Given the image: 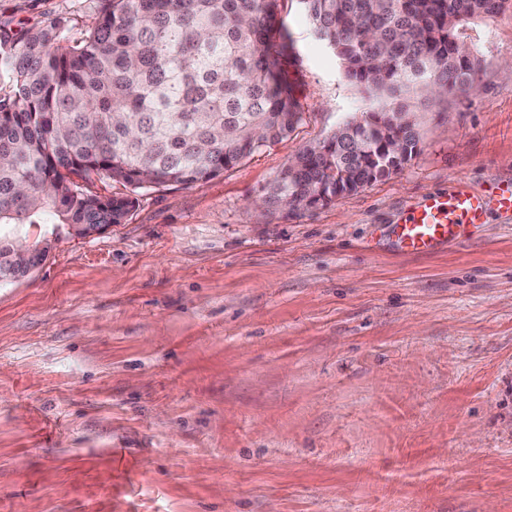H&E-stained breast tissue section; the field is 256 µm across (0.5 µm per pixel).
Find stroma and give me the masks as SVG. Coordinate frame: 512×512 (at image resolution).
Masks as SVG:
<instances>
[{
  "mask_svg": "<svg viewBox=\"0 0 512 512\" xmlns=\"http://www.w3.org/2000/svg\"><path fill=\"white\" fill-rule=\"evenodd\" d=\"M82 31L92 0H0ZM287 139L0 282V512H512V214L391 242L424 197L512 180V12L465 28L477 89L416 103L418 153L323 208L257 216L300 150L377 101L283 0Z\"/></svg>",
  "mask_w": 512,
  "mask_h": 512,
  "instance_id": "stroma-1",
  "label": "stroma"
}]
</instances>
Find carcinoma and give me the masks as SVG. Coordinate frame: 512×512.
Here are the masks:
<instances>
[{
  "label": "carcinoma",
  "instance_id": "cac0c4a2",
  "mask_svg": "<svg viewBox=\"0 0 512 512\" xmlns=\"http://www.w3.org/2000/svg\"><path fill=\"white\" fill-rule=\"evenodd\" d=\"M79 36L51 17L0 19V281L31 224H123L146 189L190 186L282 141L304 107L286 75L279 0H95ZM344 77L380 100L304 147L265 188L292 214L354 194L417 153L399 92L477 87L483 59L464 24L512 0H299ZM109 178L125 191L91 189Z\"/></svg>",
  "mask_w": 512,
  "mask_h": 512
}]
</instances>
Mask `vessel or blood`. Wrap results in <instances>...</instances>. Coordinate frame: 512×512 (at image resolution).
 Wrapping results in <instances>:
<instances>
[{
  "instance_id": "obj_1",
  "label": "vessel or blood",
  "mask_w": 512,
  "mask_h": 512,
  "mask_svg": "<svg viewBox=\"0 0 512 512\" xmlns=\"http://www.w3.org/2000/svg\"><path fill=\"white\" fill-rule=\"evenodd\" d=\"M493 208L512 212V181L499 184L488 195L459 190L428 196L403 223L394 226L396 247L408 255L432 253L467 238L469 229L485 223Z\"/></svg>"
}]
</instances>
